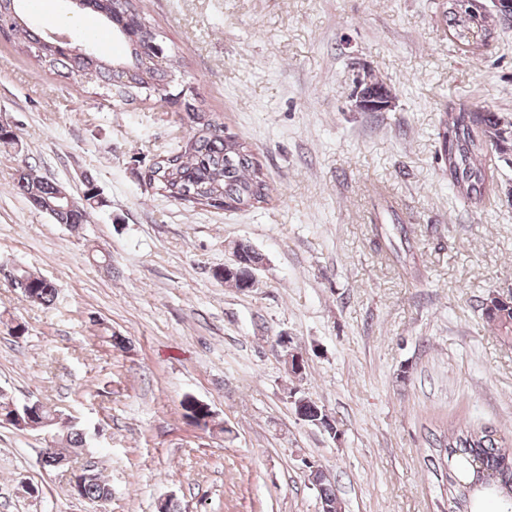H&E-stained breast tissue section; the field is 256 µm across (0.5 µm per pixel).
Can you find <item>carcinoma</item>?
Instances as JSON below:
<instances>
[{"label":"carcinoma","mask_w":512,"mask_h":512,"mask_svg":"<svg viewBox=\"0 0 512 512\" xmlns=\"http://www.w3.org/2000/svg\"><path fill=\"white\" fill-rule=\"evenodd\" d=\"M504 10L486 18L473 0H442V18L452 41L472 51L489 43L498 26L512 25V0H501ZM78 10L97 14L124 44V57L114 61L105 59L85 46L75 52L69 45L56 44L51 38L32 26L25 15L24 0H0V35L38 64L55 70L65 78L77 82L86 79L96 82L98 89L116 102L126 104L142 94L161 101L173 97L170 92L166 56L161 44L151 47L143 35L151 32L150 23L137 8V0H79ZM186 119L190 133L179 150L160 155L145 173L148 185L175 200L205 207H218V202L229 209H250L267 201L269 185L251 146L245 140L224 133V125L207 112L186 105ZM497 136V151L512 155V119L494 112H448L440 121L438 152L444 159L448 183L456 194L479 205L487 190L486 136ZM85 200L72 208H63L52 219L57 224L76 228L84 223L89 210L103 205L97 185L85 178ZM17 187L30 198L39 195L55 199L60 187L28 171L17 180ZM259 255L249 246H240V260L231 271L215 272V277L232 281L236 287H253L252 264ZM23 285L33 302L49 305L56 296L55 286L27 270L19 272ZM482 314L498 335L512 342V300L505 301L490 295L481 305ZM184 416L196 421L206 416L204 407L190 397L181 402ZM303 420L320 424L326 429L332 425L324 420L322 407L311 400L300 406ZM92 433L75 423L67 429V443L72 448H85ZM443 454L431 459L435 470L445 471L448 482V512H461L466 502V486L476 478L473 463L478 461L492 482V487L475 491L473 499L485 494H512V443L496 438V432L458 429L444 442L438 443ZM107 481L97 477L84 486L83 497L93 503L111 495Z\"/></svg>","instance_id":"1"}]
</instances>
